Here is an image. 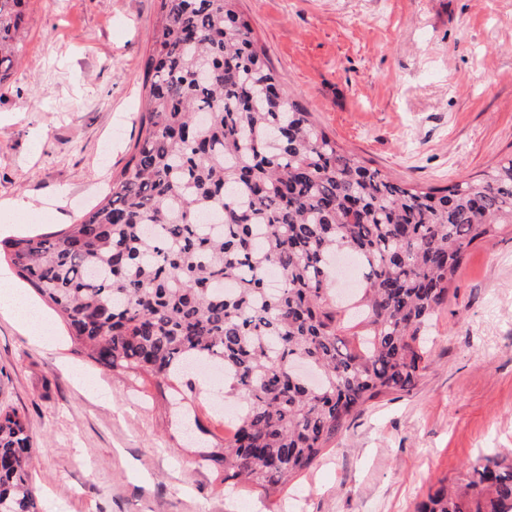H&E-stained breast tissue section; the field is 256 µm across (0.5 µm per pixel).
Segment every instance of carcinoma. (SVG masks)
Instances as JSON below:
<instances>
[{
    "label": "carcinoma",
    "mask_w": 512,
    "mask_h": 512,
    "mask_svg": "<svg viewBox=\"0 0 512 512\" xmlns=\"http://www.w3.org/2000/svg\"><path fill=\"white\" fill-rule=\"evenodd\" d=\"M239 0H156L139 132L105 198L0 244L74 350L138 382L201 393L224 365L234 432L197 465L224 494L273 497L373 402L414 389L469 248L512 224V157L442 188L393 182L320 130ZM27 0H0V83ZM352 334H347V331ZM32 436L0 408V512H39ZM416 512H512V457L469 465Z\"/></svg>",
    "instance_id": "obj_1"
}]
</instances>
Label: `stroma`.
<instances>
[{
  "instance_id": "obj_1",
  "label": "stroma",
  "mask_w": 512,
  "mask_h": 512,
  "mask_svg": "<svg viewBox=\"0 0 512 512\" xmlns=\"http://www.w3.org/2000/svg\"><path fill=\"white\" fill-rule=\"evenodd\" d=\"M286 89L355 157L422 188L512 156V0H239ZM155 0H28L21 61L0 85V241L73 223L109 191L138 134ZM0 308V405L28 418L42 512H265L200 451L224 437L218 387L189 402L134 386ZM419 384L359 414L284 512H415L438 481L512 449V226L471 247L431 329Z\"/></svg>"
}]
</instances>
